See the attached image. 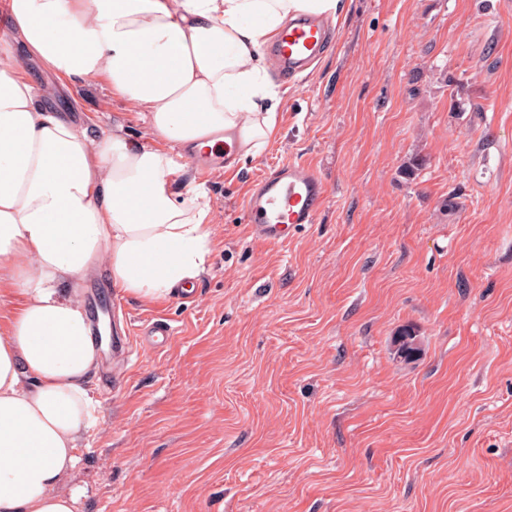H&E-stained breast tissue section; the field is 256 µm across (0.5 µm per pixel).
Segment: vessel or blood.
Instances as JSON below:
<instances>
[{"label":"vessel or blood","mask_w":512,"mask_h":512,"mask_svg":"<svg viewBox=\"0 0 512 512\" xmlns=\"http://www.w3.org/2000/svg\"><path fill=\"white\" fill-rule=\"evenodd\" d=\"M328 47L327 23L303 15L289 21L267 50L280 71L293 76L307 71ZM325 198V185L313 168L281 164L258 177L245 205V222L256 238L280 244L289 232L315 223Z\"/></svg>","instance_id":"obj_1"}]
</instances>
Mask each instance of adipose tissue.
<instances>
[{
    "instance_id": "ef3b65f1",
    "label": "adipose tissue",
    "mask_w": 512,
    "mask_h": 512,
    "mask_svg": "<svg viewBox=\"0 0 512 512\" xmlns=\"http://www.w3.org/2000/svg\"><path fill=\"white\" fill-rule=\"evenodd\" d=\"M345 0H8L0 30V512H75L57 487L96 419L99 344L83 284L105 275L142 299L204 272L211 212L180 191L172 151L236 132L258 157L281 98L264 47L298 14L340 17ZM65 83L105 79L142 113L87 136L21 74L15 47Z\"/></svg>"
}]
</instances>
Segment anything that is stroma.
I'll list each match as a JSON object with an SVG mask.
<instances>
[{
    "instance_id": "1",
    "label": "stroma",
    "mask_w": 512,
    "mask_h": 512,
    "mask_svg": "<svg viewBox=\"0 0 512 512\" xmlns=\"http://www.w3.org/2000/svg\"><path fill=\"white\" fill-rule=\"evenodd\" d=\"M333 25L260 156L185 158L214 225L193 297L101 293L126 347L91 391L76 512H512V0H351ZM53 103L147 137L105 81ZM288 162L327 199L273 247L244 207ZM159 318L170 344L141 346Z\"/></svg>"
}]
</instances>
